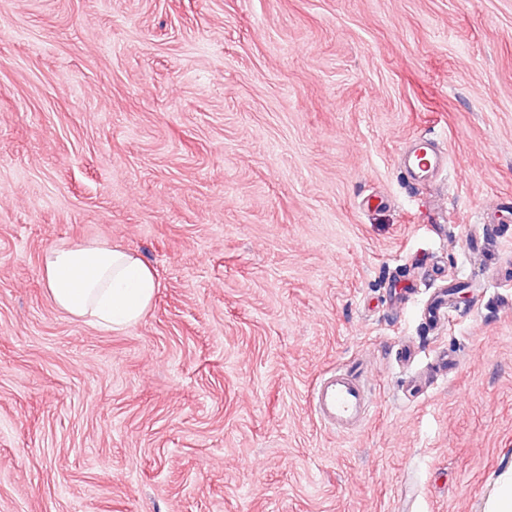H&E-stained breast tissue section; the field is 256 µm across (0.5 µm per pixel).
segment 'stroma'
<instances>
[{
  "label": "stroma",
  "mask_w": 512,
  "mask_h": 512,
  "mask_svg": "<svg viewBox=\"0 0 512 512\" xmlns=\"http://www.w3.org/2000/svg\"><path fill=\"white\" fill-rule=\"evenodd\" d=\"M508 198L512 0H0V512H482ZM60 242L141 256L153 307L60 310ZM359 361L373 410L339 434L312 388ZM433 145L428 138H419L414 148L406 155V167L415 179L425 177L435 170L437 157L432 150Z\"/></svg>",
  "instance_id": "obj_1"
}]
</instances>
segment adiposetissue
Wrapping results in <instances>:
<instances>
[{
  "mask_svg": "<svg viewBox=\"0 0 512 512\" xmlns=\"http://www.w3.org/2000/svg\"><path fill=\"white\" fill-rule=\"evenodd\" d=\"M52 301L85 323L121 331L151 308L159 283L139 255L109 243H60L43 255Z\"/></svg>",
  "mask_w": 512,
  "mask_h": 512,
  "instance_id": "obj_1",
  "label": "adipose tissue"
}]
</instances>
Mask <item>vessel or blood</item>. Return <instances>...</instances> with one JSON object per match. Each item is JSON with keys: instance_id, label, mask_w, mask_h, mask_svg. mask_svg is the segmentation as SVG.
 I'll return each instance as SVG.
<instances>
[{"instance_id": "b4317fda", "label": "vessel or blood", "mask_w": 512, "mask_h": 512, "mask_svg": "<svg viewBox=\"0 0 512 512\" xmlns=\"http://www.w3.org/2000/svg\"><path fill=\"white\" fill-rule=\"evenodd\" d=\"M405 164L414 178L433 172L437 157L433 144L420 138L407 154ZM312 402L320 422L331 430L346 433L364 424L371 408L369 390L357 367L349 366L332 372L316 382Z\"/></svg>"}]
</instances>
